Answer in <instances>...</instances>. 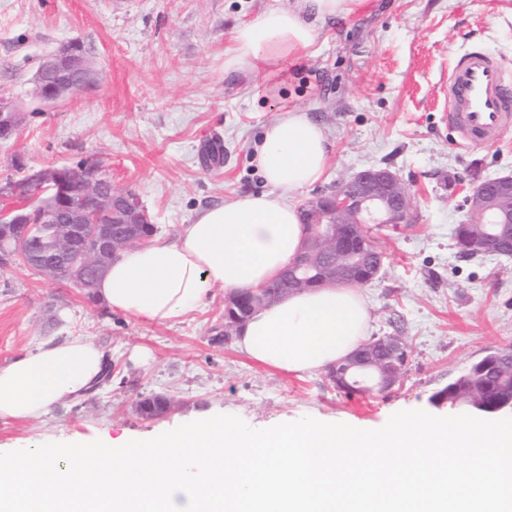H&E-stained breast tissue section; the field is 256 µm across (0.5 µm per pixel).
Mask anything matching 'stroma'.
I'll list each match as a JSON object with an SVG mask.
<instances>
[{"mask_svg":"<svg viewBox=\"0 0 512 512\" xmlns=\"http://www.w3.org/2000/svg\"><path fill=\"white\" fill-rule=\"evenodd\" d=\"M293 0H0V92L23 121L0 140V184L16 161L37 168L100 159L112 187L135 193L159 235L175 237L198 208L267 186L253 144L280 111L302 109L332 145L326 178L295 204L334 192L349 175L389 168L412 197L405 224H374L386 254L361 292L370 337L410 345L403 382L377 395L345 393L325 372L288 374L224 344V290L166 323L141 322L84 298L69 282L0 265V366L57 336H84L112 358V378L33 420L0 417V453L76 437L160 434L219 411L249 426L302 415L378 427L395 412L432 411L430 396L493 348L512 347V257L460 254L453 231L469 218L477 181L512 174V136L454 146L442 121L450 63L479 44L512 63V0H360L327 21L309 55L251 90L224 72L234 28ZM90 50L89 89L52 103L34 77L62 45ZM147 350V364L130 359ZM172 408L143 417L140 400Z\"/></svg>","mask_w":512,"mask_h":512,"instance_id":"obj_1","label":"stroma"}]
</instances>
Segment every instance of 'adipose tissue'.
<instances>
[{
    "label": "adipose tissue",
    "mask_w": 512,
    "mask_h": 512,
    "mask_svg": "<svg viewBox=\"0 0 512 512\" xmlns=\"http://www.w3.org/2000/svg\"><path fill=\"white\" fill-rule=\"evenodd\" d=\"M358 0H294L266 9L233 31L225 73L254 81L315 44L318 25L353 11ZM330 143L308 112L291 109L267 122L253 160L268 187L195 211L171 240L130 248L98 284L113 309L166 322L205 304L216 287L255 291L294 260L304 236L293 193L321 182ZM369 315L352 286L292 293L262 307L235 336L237 350L265 367L313 374L348 357L365 341ZM109 359L84 337L44 343L0 367V417L39 419L96 388Z\"/></svg>",
    "instance_id": "ef3b65f1"
}]
</instances>
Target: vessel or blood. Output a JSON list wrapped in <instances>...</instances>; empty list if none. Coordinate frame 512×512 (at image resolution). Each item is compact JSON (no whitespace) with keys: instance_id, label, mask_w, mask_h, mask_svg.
Returning <instances> with one entry per match:
<instances>
[{"instance_id":"obj_1","label":"vessel or blood","mask_w":512,"mask_h":512,"mask_svg":"<svg viewBox=\"0 0 512 512\" xmlns=\"http://www.w3.org/2000/svg\"><path fill=\"white\" fill-rule=\"evenodd\" d=\"M465 146L488 145L512 131V67L474 46L448 71L444 115Z\"/></svg>"}]
</instances>
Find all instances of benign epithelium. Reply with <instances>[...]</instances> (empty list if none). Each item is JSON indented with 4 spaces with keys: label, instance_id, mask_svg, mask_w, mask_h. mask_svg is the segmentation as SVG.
I'll list each match as a JSON object with an SVG mask.
<instances>
[{
    "label": "benign epithelium",
    "instance_id": "1",
    "mask_svg": "<svg viewBox=\"0 0 512 512\" xmlns=\"http://www.w3.org/2000/svg\"><path fill=\"white\" fill-rule=\"evenodd\" d=\"M86 50L74 39L51 55L39 68L36 93L45 102L59 99L66 93L79 92L90 84ZM22 119L15 102L0 93V139L11 138ZM15 193L42 194L51 189L57 204L43 209L44 228L50 231L47 240H38L41 260L39 272L45 276L64 274L86 292L96 286L111 261L131 244L145 245L151 237L141 234L143 227L154 224L139 197L112 189L103 167H56L29 169L22 179L12 181ZM471 219L458 224L454 237L460 252L476 251L485 255L512 254V240L493 234L478 239L468 235V224H512V175H503L479 182L469 197ZM412 202L398 177L387 168L370 167L347 178L336 192L317 196L304 203L306 232L296 260L282 275L292 290L303 285L296 272L305 266L326 263L327 275L319 282L326 287L330 281L367 284L384 266V257L374 252L347 248L338 228L352 224H405ZM31 225L23 226L22 234L12 239L9 249L0 251V258L9 263L20 250H30ZM267 290L237 293L228 297L224 310V343L232 341L242 324L238 310L254 302H262ZM408 361L403 337L389 335L379 338L361 352L345 359L332 380L368 389L383 386L388 377L381 369L383 356Z\"/></svg>",
    "mask_w": 512,
    "mask_h": 512
}]
</instances>
